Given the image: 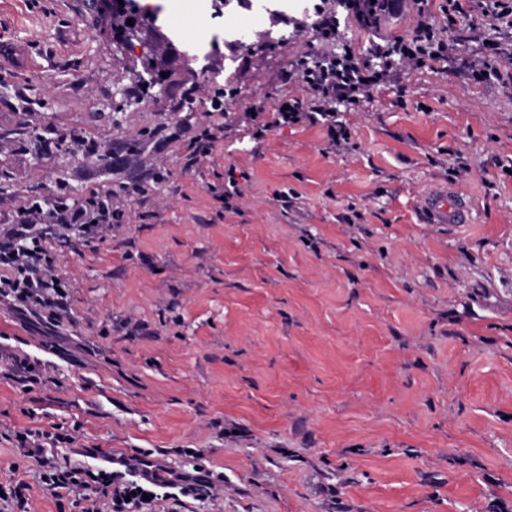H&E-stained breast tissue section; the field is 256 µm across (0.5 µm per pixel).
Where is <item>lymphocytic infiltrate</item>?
I'll return each mask as SVG.
<instances>
[{
	"label": "lymphocytic infiltrate",
	"instance_id": "lymphocytic-infiltrate-1",
	"mask_svg": "<svg viewBox=\"0 0 512 512\" xmlns=\"http://www.w3.org/2000/svg\"><path fill=\"white\" fill-rule=\"evenodd\" d=\"M452 49L431 24L423 23L412 39L398 38L377 45L374 72H365L349 52L316 62L303 73L313 93L309 109H302L296 99L281 98L275 122L289 125L303 119L324 121L337 102L359 97L365 87L381 81L394 68L444 62ZM122 212L119 201L97 194L72 204L61 199L52 206L37 196L18 207L10 221L0 225V303L40 318L47 329L58 327L69 305V295L56 272L50 238L93 239L110 230ZM15 441L23 457L36 462L43 491L56 501H70L79 512H156L161 499L168 501V512H182L187 499L215 495L216 484L204 471L164 472L143 456L117 458L89 448L85 451L87 464L57 462L48 457L47 448L74 443L75 438L51 428L16 432Z\"/></svg>",
	"mask_w": 512,
	"mask_h": 512
}]
</instances>
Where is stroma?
Masks as SVG:
<instances>
[{
	"label": "stroma",
	"instance_id": "35a3bbf8",
	"mask_svg": "<svg viewBox=\"0 0 512 512\" xmlns=\"http://www.w3.org/2000/svg\"><path fill=\"white\" fill-rule=\"evenodd\" d=\"M260 3L221 10L202 69L167 28L115 39L86 0H0V43L30 52L28 71H0V219L62 183L125 209L105 239L55 244L70 285L56 335L0 305V366L26 358L42 375L30 392L0 377V433L55 424L77 430L63 461L90 447L204 467L221 490L190 512H512V63L484 83L468 69L501 23L405 0L369 29L339 12L327 42L306 23L316 0ZM250 20L245 50L224 30ZM424 21L454 57L337 106L346 140L270 127L281 97L308 103L314 55L348 48L371 69L376 43ZM147 58L166 78L143 98ZM214 122L223 141L187 167V128ZM157 127L172 136L141 155L144 190L76 179L95 162L85 141ZM439 191L470 223L427 222ZM13 480L30 483L31 512H59L4 440L0 483Z\"/></svg>",
	"mask_w": 512,
	"mask_h": 512
}]
</instances>
